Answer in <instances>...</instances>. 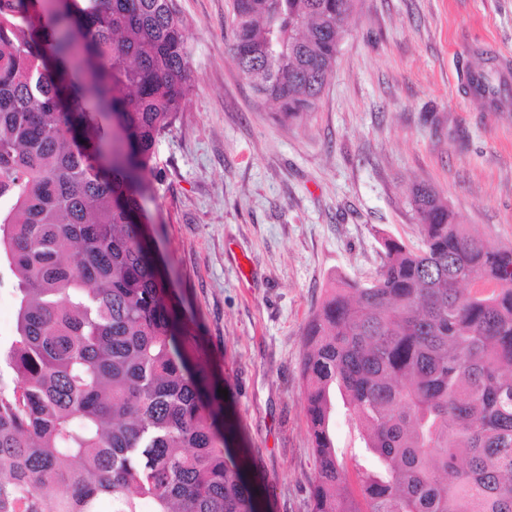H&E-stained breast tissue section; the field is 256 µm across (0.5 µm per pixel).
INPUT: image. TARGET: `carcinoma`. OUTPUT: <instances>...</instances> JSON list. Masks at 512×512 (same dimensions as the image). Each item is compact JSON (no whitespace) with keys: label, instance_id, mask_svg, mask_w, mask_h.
<instances>
[{"label":"carcinoma","instance_id":"cac0c4a2","mask_svg":"<svg viewBox=\"0 0 512 512\" xmlns=\"http://www.w3.org/2000/svg\"><path fill=\"white\" fill-rule=\"evenodd\" d=\"M354 2L233 0L238 70L280 120L315 108ZM190 91L175 0H0V262L17 278L0 512H257L142 240L136 197ZM410 205L419 244L384 239L376 275L336 279L303 327L310 512H512V247L426 187Z\"/></svg>","mask_w":512,"mask_h":512}]
</instances>
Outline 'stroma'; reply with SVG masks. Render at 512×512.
I'll return each instance as SVG.
<instances>
[{
	"label": "stroma",
	"instance_id": "obj_1",
	"mask_svg": "<svg viewBox=\"0 0 512 512\" xmlns=\"http://www.w3.org/2000/svg\"><path fill=\"white\" fill-rule=\"evenodd\" d=\"M192 91L157 146L147 231L189 351L227 389L262 512H310L303 326L382 238L418 244L429 187L488 246H512V102L464 96L475 54L512 56V0H356L313 112L275 120L232 57V0H177Z\"/></svg>",
	"mask_w": 512,
	"mask_h": 512
}]
</instances>
